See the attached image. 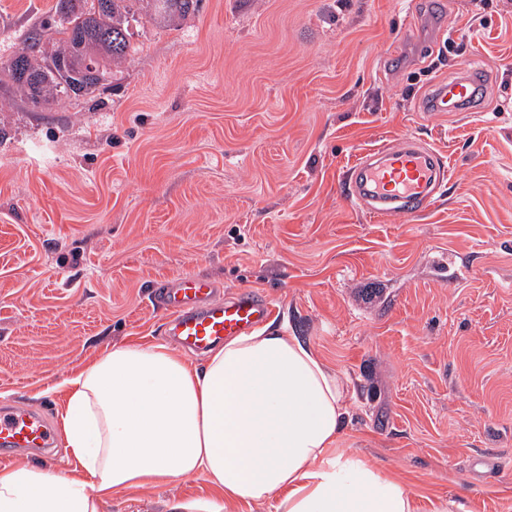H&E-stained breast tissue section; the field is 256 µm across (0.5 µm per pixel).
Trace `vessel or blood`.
I'll return each instance as SVG.
<instances>
[{
    "label": "vessel or blood",
    "mask_w": 512,
    "mask_h": 512,
    "mask_svg": "<svg viewBox=\"0 0 512 512\" xmlns=\"http://www.w3.org/2000/svg\"><path fill=\"white\" fill-rule=\"evenodd\" d=\"M434 112H477L481 105L471 77L440 82L430 99ZM449 170L433 149L406 138L368 152L346 169L345 194L377 217H414L444 188ZM152 297L170 315L169 336L183 349L203 354L225 339L251 332L273 312L271 300L256 290L221 295L218 283L184 273L152 283ZM56 434L39 411L0 404V453L51 447Z\"/></svg>",
    "instance_id": "1"
}]
</instances>
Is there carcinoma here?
Listing matches in <instances>:
<instances>
[{"label": "carcinoma", "mask_w": 512, "mask_h": 512, "mask_svg": "<svg viewBox=\"0 0 512 512\" xmlns=\"http://www.w3.org/2000/svg\"><path fill=\"white\" fill-rule=\"evenodd\" d=\"M200 0H56L54 18L27 34L18 56L36 68L69 43H80L102 75L123 65L129 56L130 25L142 19L170 23L198 11ZM15 93L35 109H45L59 98L84 97L99 90V77L83 72L41 81L38 95L12 81Z\"/></svg>", "instance_id": "1"}]
</instances>
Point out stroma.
Returning a JSON list of instances; mask_svg holds the SVG:
<instances>
[{"mask_svg":"<svg viewBox=\"0 0 512 512\" xmlns=\"http://www.w3.org/2000/svg\"><path fill=\"white\" fill-rule=\"evenodd\" d=\"M55 4L0 0V62ZM133 32L107 90L0 101V401L52 419L82 361L171 344L150 283L194 272L269 296L346 386L340 448L416 512H512V0H201ZM478 67L482 111L427 109ZM406 137L452 178L416 217L373 216L339 178ZM481 455L503 466L476 481Z\"/></svg>","mask_w":512,"mask_h":512,"instance_id":"stroma-1","label":"stroma"}]
</instances>
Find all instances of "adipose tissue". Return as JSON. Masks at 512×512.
I'll return each mask as SVG.
<instances>
[{
    "instance_id": "ef3b65f1",
    "label": "adipose tissue",
    "mask_w": 512,
    "mask_h": 512,
    "mask_svg": "<svg viewBox=\"0 0 512 512\" xmlns=\"http://www.w3.org/2000/svg\"><path fill=\"white\" fill-rule=\"evenodd\" d=\"M63 472L0 469V512H100L106 496L201 475L211 495L170 512H415L412 490L338 447L346 387L286 326L225 340L205 362L121 344L64 379Z\"/></svg>"
}]
</instances>
